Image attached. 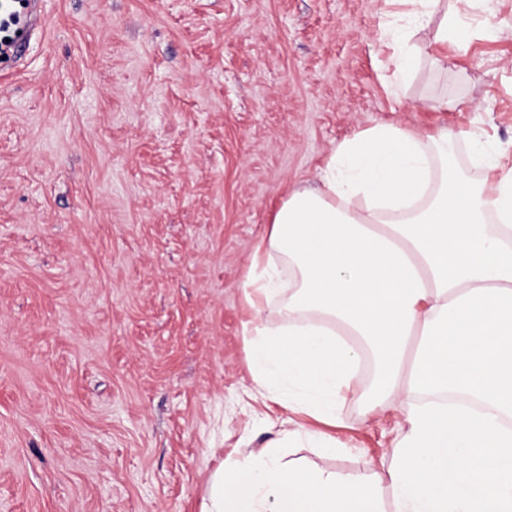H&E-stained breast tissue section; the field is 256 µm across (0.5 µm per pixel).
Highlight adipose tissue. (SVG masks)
<instances>
[{"mask_svg":"<svg viewBox=\"0 0 512 512\" xmlns=\"http://www.w3.org/2000/svg\"><path fill=\"white\" fill-rule=\"evenodd\" d=\"M380 31L409 77V42L434 0H396ZM440 42L466 50L471 9L458 0ZM458 135L378 125L342 141L317 189L296 190L257 243L247 274V358L260 393L294 414L335 424L345 393L364 386L370 412L397 397L464 393L475 415L438 404L399 408L385 480L285 459L287 443L336 448L304 425L215 471L202 512H512V168L477 134L467 137L475 179L456 164ZM293 286L272 331L261 312L279 294L273 257ZM368 381H361L362 362Z\"/></svg>","mask_w":512,"mask_h":512,"instance_id":"adipose-tissue-1","label":"adipose tissue"}]
</instances>
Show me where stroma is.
Instances as JSON below:
<instances>
[{"mask_svg": "<svg viewBox=\"0 0 512 512\" xmlns=\"http://www.w3.org/2000/svg\"><path fill=\"white\" fill-rule=\"evenodd\" d=\"M455 8L395 100L383 0H39L0 55V512H200L224 458L288 430L244 275L289 193L382 124L474 132L512 167V0L463 53L435 39ZM402 423L355 391L335 456L284 454L376 477Z\"/></svg>", "mask_w": 512, "mask_h": 512, "instance_id": "1", "label": "stroma"}]
</instances>
